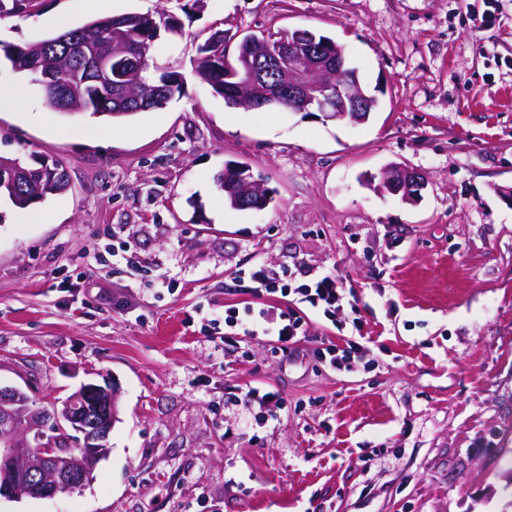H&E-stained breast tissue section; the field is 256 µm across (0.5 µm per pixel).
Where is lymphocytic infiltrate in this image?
<instances>
[{"mask_svg":"<svg viewBox=\"0 0 512 512\" xmlns=\"http://www.w3.org/2000/svg\"><path fill=\"white\" fill-rule=\"evenodd\" d=\"M253 285L254 299L243 307L224 308V343L236 347L245 340H268L291 352L307 336V319L317 315L344 332V345L327 341L316 350L319 362L340 372L364 364L368 348L357 335L362 327L359 299L342 276L323 273L295 277L267 264L243 272Z\"/></svg>","mask_w":512,"mask_h":512,"instance_id":"1","label":"lymphocytic infiltrate"}]
</instances>
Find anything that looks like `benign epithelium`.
Here are the masks:
<instances>
[{"label":"benign epithelium","mask_w":512,"mask_h":512,"mask_svg":"<svg viewBox=\"0 0 512 512\" xmlns=\"http://www.w3.org/2000/svg\"><path fill=\"white\" fill-rule=\"evenodd\" d=\"M112 50L99 54L86 41L64 36L59 43L67 49H80L92 57L102 79L112 83V62L127 66L138 73L142 62L124 55L125 24L110 26ZM288 38V78L265 83L266 91L255 96L262 106L278 101L294 112L310 114L314 109L327 120L350 118L354 122L366 120L365 110L372 105V98L360 86L355 71L346 66L340 46H329L323 40L316 44L302 31L280 33ZM264 62L272 69L278 64L276 55L265 59H240L229 67V77L240 73L254 82L258 64ZM233 174L229 183L252 210L266 208L264 183L242 174L244 166L232 164ZM6 173L15 183L25 182L29 173L12 162L0 159V174ZM425 187L422 174L406 166L390 165L381 171L378 189L402 195L411 200L420 196ZM118 415V392L110 384L84 383L77 392L56 412V421L64 428L82 434L76 447L59 445L44 437L29 439L28 435L45 427L41 409L29 404L26 393L16 387H0V498L19 499L23 496L51 498L69 490L79 489L93 480L96 462L107 451L106 440Z\"/></svg>","instance_id":"1"}]
</instances>
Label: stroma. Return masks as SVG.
<instances>
[{"instance_id":"35a3bbf8","label":"stroma","mask_w":512,"mask_h":512,"mask_svg":"<svg viewBox=\"0 0 512 512\" xmlns=\"http://www.w3.org/2000/svg\"><path fill=\"white\" fill-rule=\"evenodd\" d=\"M35 0L0 15V156L62 162L67 192L28 222L0 200V386L33 405L109 382L119 414L80 490L0 499V512H512V0ZM172 16L150 57L184 89L126 122L64 114L3 50L130 13ZM306 28L333 39L378 106L368 121L227 107L195 74L214 33ZM86 131H66L77 121ZM271 189L225 205L226 163ZM427 187L405 201L372 176ZM335 272L359 299L372 365L339 373L312 350H228L213 328L251 300L239 270ZM279 390L257 425L238 400ZM422 174L406 166L390 165L381 171L378 189L408 200L420 196L426 183ZM248 402L258 406L261 410L268 413L271 419H274L276 415L273 414L271 407L279 408L283 405V397L278 390H272L262 387H252L248 389L246 393Z\"/></svg>"}]
</instances>
